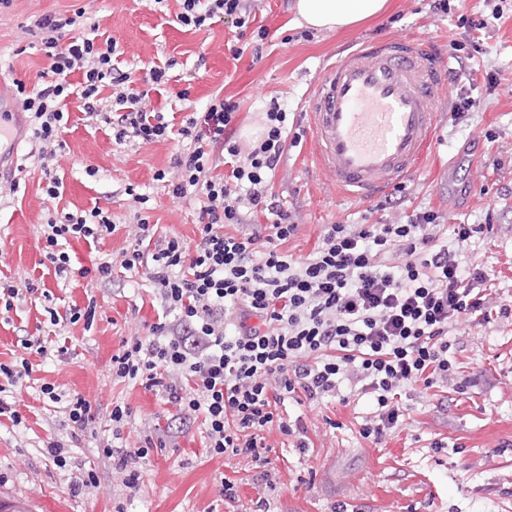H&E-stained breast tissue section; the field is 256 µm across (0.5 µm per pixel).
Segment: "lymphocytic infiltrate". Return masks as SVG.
Instances as JSON below:
<instances>
[{"instance_id":"obj_1","label":"lymphocytic infiltrate","mask_w":512,"mask_h":512,"mask_svg":"<svg viewBox=\"0 0 512 512\" xmlns=\"http://www.w3.org/2000/svg\"><path fill=\"white\" fill-rule=\"evenodd\" d=\"M181 2L180 24L198 30L219 18L254 29L253 50L261 52L267 31L251 26L252 0ZM78 23L67 15L37 20L47 66L23 100L52 199L61 186L53 171L71 74L82 75L83 99L108 85L119 102L137 104V111L113 121L117 144L156 142L169 129L163 113L142 109L145 92L128 76H113L116 42L74 33ZM237 109L218 98L204 112L187 115L178 133L189 148L175 157L174 176L156 175L167 181L173 197L201 198L199 236L189 247L178 237L157 235L147 219L133 225L121 266L152 284L164 317L150 325L147 336L123 341L112 357V377L158 395L180 424L202 422L210 456H242L261 466L268 462L263 452L271 430L296 437L298 447L310 445L301 420L284 416L285 403L336 396L341 379L351 374L376 403L360 434L381 441L405 416L397 401L400 391L451 370L449 327L494 302L484 289L494 273L477 268L465 277L459 268L477 227L449 223L424 209L402 224H327L306 258L284 254L281 246L298 225L276 200L271 183L288 151V113L270 100L262 134L244 148L231 134ZM215 146L232 159L221 176L210 153ZM258 212L273 215L272 224L252 223ZM228 224L240 226V233L226 234ZM115 230L109 212L98 207L48 218L42 236L55 276L73 273L61 243L95 240ZM47 352L41 340L27 338L20 342L18 365L0 363V415L13 425L23 417L4 393L30 375L31 354ZM40 391L52 403H64L70 427L69 441L44 444L45 457L66 468L71 445L99 439L113 475L129 492H138L142 463L165 448V440L147 435L139 446H128L132 411L118 401L109 413L112 435L100 438L99 413L91 401L79 394L62 397L49 383Z\"/></svg>"}]
</instances>
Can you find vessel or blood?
Masks as SVG:
<instances>
[{
  "label": "vessel or blood",
  "mask_w": 512,
  "mask_h": 512,
  "mask_svg": "<svg viewBox=\"0 0 512 512\" xmlns=\"http://www.w3.org/2000/svg\"><path fill=\"white\" fill-rule=\"evenodd\" d=\"M448 63L419 39L363 43L313 84L316 164L349 198L369 200L415 170L436 138ZM12 98L0 88V173L14 157Z\"/></svg>",
  "instance_id": "vessel-or-blood-1"
}]
</instances>
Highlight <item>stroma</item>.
<instances>
[{
	"label": "stroma",
	"instance_id": "1",
	"mask_svg": "<svg viewBox=\"0 0 512 512\" xmlns=\"http://www.w3.org/2000/svg\"><path fill=\"white\" fill-rule=\"evenodd\" d=\"M498 2L467 0L464 12L444 14L432 0H389L381 17L328 32L305 25L296 0H253L257 22L268 30L257 56L249 37L224 22L200 31L176 23L178 0H9L0 4V81L10 89L20 82L35 84L46 65L36 20L80 10L84 23L98 24L101 34L116 41L112 63L118 73L139 79L147 69L166 68L167 83L147 88L150 108L178 125L187 114L204 111L214 97H224L238 105L235 138L246 145L261 133L270 99L306 125L311 85L357 43L415 37L443 53L449 44H459L458 58L449 62L458 78L443 94L436 141L416 171L392 188L391 200L344 197L317 169L310 134L290 148L272 191L299 230L281 250L307 256L326 224H401L412 212L433 209L456 223L481 226L460 259L461 272L469 274L478 265L497 271L492 293L512 305V17L487 30L468 25ZM489 72L496 77L490 89L484 80ZM463 87L480 106L456 119L452 104ZM184 89L189 97L182 100L178 94ZM64 111L59 198L44 191L38 144L28 128L10 176L16 191L0 196V282L30 281L52 295L48 303L40 299L0 312V363L14 364L18 340L50 335V310L83 307L93 299L97 313L92 326L80 321L67 328L70 355H31V375L13 387L11 400L25 421L16 427L0 417V500L27 501L34 512H112L118 500L128 512H234L219 489L221 476L236 472L243 479L242 502L267 499L270 512H512V315L494 309L450 329L452 370L432 386L403 390L408 414L381 444L360 434L374 410L372 397L359 394L355 380L346 379L338 398L288 402L290 417L301 418L312 446L299 449L294 438L271 431L269 463L262 471L245 458L207 455L196 425L178 435L175 447L152 455L134 495L113 479L112 466L93 439L72 449L70 467H55L41 447L48 439L68 438V417L62 405L43 398L41 383L83 395L102 410L116 400L127 403L129 445L166 427L168 412L160 397L112 378V356L123 340L144 334L161 311L151 285L121 268V251L143 214L159 231L194 244L200 208L197 197L172 198L167 184L155 178L186 150L178 135L119 145L102 116L87 114L79 94L65 99ZM489 132L494 142L486 141ZM131 187L149 196L148 208L128 195ZM96 206L109 211L115 232L94 243L71 240L72 268L89 274L57 279L45 257L42 224L54 211ZM102 261L113 264L111 281L91 273ZM91 467L99 488L72 496V477Z\"/></svg>",
	"mask_w": 512,
	"mask_h": 512
}]
</instances>
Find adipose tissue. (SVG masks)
<instances>
[{"label": "adipose tissue", "instance_id": "ef3b65f1", "mask_svg": "<svg viewBox=\"0 0 512 512\" xmlns=\"http://www.w3.org/2000/svg\"><path fill=\"white\" fill-rule=\"evenodd\" d=\"M388 0H297L299 17L310 27L342 31L383 12Z\"/></svg>", "mask_w": 512, "mask_h": 512}]
</instances>
